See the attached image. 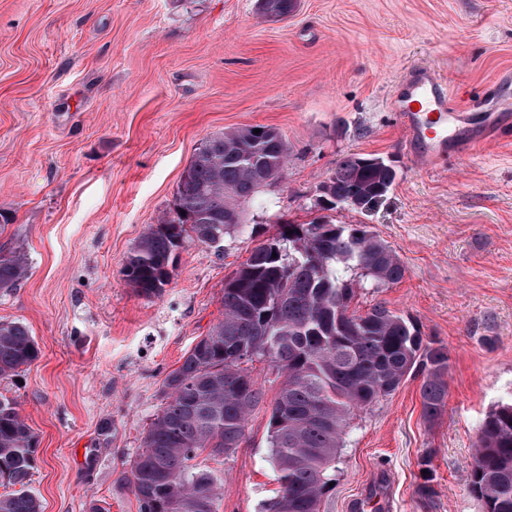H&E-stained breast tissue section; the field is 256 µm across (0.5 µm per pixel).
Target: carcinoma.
Returning a JSON list of instances; mask_svg holds the SVG:
<instances>
[{"instance_id": "carcinoma-1", "label": "carcinoma", "mask_w": 512, "mask_h": 512, "mask_svg": "<svg viewBox=\"0 0 512 512\" xmlns=\"http://www.w3.org/2000/svg\"><path fill=\"white\" fill-rule=\"evenodd\" d=\"M295 0H260L265 17H284ZM260 133H254V129ZM288 144L276 128L248 125L204 139L179 182L173 208L140 238L123 266L135 291L159 297L169 285L177 251L187 239L219 246L244 225L245 206L261 188L281 181ZM352 154L336 162L321 186L337 205L370 213L390 193L391 161ZM277 257H272V254ZM406 267L367 224H334L324 216L284 224L254 247L224 285V318L201 337L164 382V403L150 422L129 481L139 512H216L223 488L193 460L237 448L260 392L242 364L268 360L286 372L271 416V458L280 490L267 512H320L350 416L423 374L422 413L445 406L448 351L423 341L410 319L375 307L350 311L358 288H387ZM27 273L23 255H0V290ZM40 349L28 327L0 322V380L29 367ZM37 439L19 405L0 394V512H40L25 490ZM482 512H512V403L482 423L469 484Z\"/></svg>"}]
</instances>
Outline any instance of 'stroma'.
Listing matches in <instances>:
<instances>
[{"label": "stroma", "instance_id": "stroma-1", "mask_svg": "<svg viewBox=\"0 0 512 512\" xmlns=\"http://www.w3.org/2000/svg\"><path fill=\"white\" fill-rule=\"evenodd\" d=\"M448 77L461 104L512 85V0H298L269 20L257 0H0V252L28 272L0 291L40 357L0 381L38 439L28 489L41 512H139L129 471L166 377L224 317V284L279 225L310 221L337 160L377 154L398 178L376 211L339 208L400 255L404 278L358 290L448 351V400L422 416L421 374L351 419L321 512H479L468 492L478 429L512 402V124L477 155L426 170L403 145L391 99L408 68ZM276 128L285 180L247 206L220 247L187 241L162 296L122 269L172 208L202 140ZM247 369L263 397L232 453L202 458L223 484L217 512H264L278 488L269 448L287 376ZM434 493L421 498L424 473Z\"/></svg>", "mask_w": 512, "mask_h": 512}]
</instances>
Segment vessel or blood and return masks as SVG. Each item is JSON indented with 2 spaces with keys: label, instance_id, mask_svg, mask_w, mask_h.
<instances>
[{
  "label": "vessel or blood",
  "instance_id": "obj_1",
  "mask_svg": "<svg viewBox=\"0 0 512 512\" xmlns=\"http://www.w3.org/2000/svg\"><path fill=\"white\" fill-rule=\"evenodd\" d=\"M395 108L400 114L406 148L423 166L474 151L477 141L458 140L464 125H480L493 135L501 131L499 113L468 111L457 103L448 81L426 66L409 70Z\"/></svg>",
  "mask_w": 512,
  "mask_h": 512
}]
</instances>
